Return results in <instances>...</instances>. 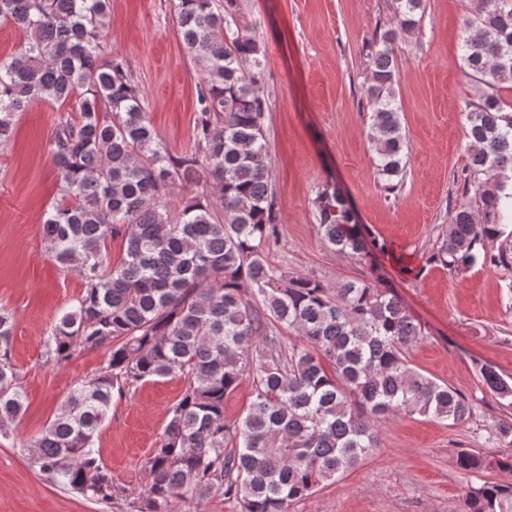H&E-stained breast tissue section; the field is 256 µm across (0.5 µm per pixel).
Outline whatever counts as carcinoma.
<instances>
[{"label": "carcinoma", "mask_w": 512, "mask_h": 512, "mask_svg": "<svg viewBox=\"0 0 512 512\" xmlns=\"http://www.w3.org/2000/svg\"><path fill=\"white\" fill-rule=\"evenodd\" d=\"M212 0H177V32L205 76L198 91L197 146L169 156L150 124L126 60L104 56L106 0H0V21L24 33L0 59V142L18 113L37 100L71 101L49 145L61 174L60 199L42 228L46 249L85 281L76 307L56 319L47 358L103 350L106 367L76 385L29 445L30 465L47 482L97 502L118 495L92 440L112 409L114 391L176 375L186 386L159 443L146 459L148 483L135 512H178L222 490L236 512H290L325 481L377 447V427L393 414H419L448 426L465 422L463 395L413 368L406 351L422 332L405 303L378 280H321L267 263L275 232L271 157L260 94L265 51ZM398 24L371 51L366 90L370 141L387 189L403 176L407 147L395 84L394 45L419 27L424 0H394ZM463 71L481 89L466 102L469 163L459 175L463 203L431 257L449 271L478 258L512 269V104L498 91L512 81V0H479L462 37ZM204 170L215 202L173 213L168 191ZM322 240L362 261L368 242L341 194L314 200ZM122 235L112 263L108 241ZM295 331L287 353L279 335ZM13 324L0 313V430L25 411L10 357ZM253 399L238 422L224 399L244 377ZM482 382L512 400V382L493 366ZM465 474L512 457L454 452ZM451 512H512V484L465 487Z\"/></svg>", "instance_id": "cac0c4a2"}]
</instances>
